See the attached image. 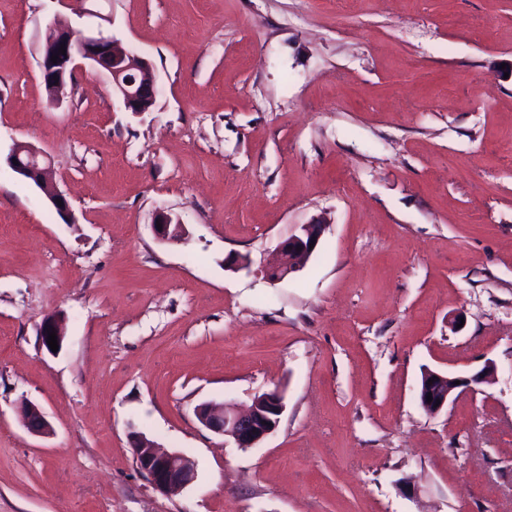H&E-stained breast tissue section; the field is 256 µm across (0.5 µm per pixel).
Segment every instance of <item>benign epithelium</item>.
<instances>
[{"label": "benign epithelium", "mask_w": 512, "mask_h": 512, "mask_svg": "<svg viewBox=\"0 0 512 512\" xmlns=\"http://www.w3.org/2000/svg\"><path fill=\"white\" fill-rule=\"evenodd\" d=\"M65 52H59V49ZM57 61H51L52 56ZM88 61L108 75L112 92L118 95L131 112H147L154 105L156 82L153 68L144 57L120 48L113 37L100 28L75 31L68 27H50V34L41 53L39 67L50 100H59V94L78 68L77 59ZM7 162L25 180L46 192L56 211L70 216L67 199L54 189L55 172L48 155L27 143H17ZM152 229L155 237L166 243L185 239L184 225L171 214H156ZM325 225L319 221L302 225L301 229L282 240L275 254L267 263L266 277L272 282L282 281L301 270L319 248ZM56 333L57 342H63V332L54 317L45 318L40 324L39 340L48 347L49 333ZM495 371L488 361L476 373L460 376L440 370L426 369L418 386V400L429 414H438L448 404L465 393H474L477 387L488 383ZM432 401H427V396ZM285 409L283 395L275 390L253 400L246 410L226 407L222 403L205 402L198 406L196 415L209 431L229 437L240 448H252L262 442L278 426ZM18 413L24 427L31 433L44 436L51 432L42 410L31 402H23ZM133 452L137 469L160 492L177 493L191 485L197 477L195 462L177 451H164L139 432H132Z\"/></svg>", "instance_id": "benign-epithelium-1"}]
</instances>
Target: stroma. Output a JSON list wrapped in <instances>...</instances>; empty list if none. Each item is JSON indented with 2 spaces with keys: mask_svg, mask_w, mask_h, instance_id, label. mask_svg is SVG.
<instances>
[{
  "mask_svg": "<svg viewBox=\"0 0 512 512\" xmlns=\"http://www.w3.org/2000/svg\"><path fill=\"white\" fill-rule=\"evenodd\" d=\"M85 7L0 0V512H512V0ZM102 14L153 67L150 111L87 63L48 97L49 25ZM18 142L47 153L70 219L10 168ZM159 211L185 240L155 237ZM317 218L318 251L268 281ZM488 361L492 384L422 409L425 369ZM274 390L253 448L195 413ZM133 429L195 483L156 490ZM325 225L320 221L304 224L297 233L282 240L267 263L266 277L272 282L282 281L301 270L319 248ZM315 241V244H312ZM300 247V250H297ZM18 413L24 427L31 433L38 436L50 434V425L37 405L27 401L22 402L18 407Z\"/></svg>",
  "mask_w": 512,
  "mask_h": 512,
  "instance_id": "obj_1",
  "label": "stroma"
}]
</instances>
